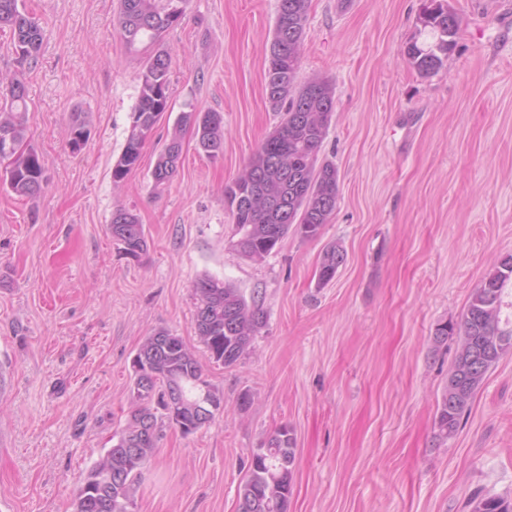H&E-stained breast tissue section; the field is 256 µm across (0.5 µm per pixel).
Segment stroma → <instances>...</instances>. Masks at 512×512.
Listing matches in <instances>:
<instances>
[{
	"label": "stroma",
	"instance_id": "35a3bbf8",
	"mask_svg": "<svg viewBox=\"0 0 512 512\" xmlns=\"http://www.w3.org/2000/svg\"><path fill=\"white\" fill-rule=\"evenodd\" d=\"M463 19L436 73L405 51L430 41L435 5ZM44 39L20 64L0 30V74L23 71L43 193L0 185V512H72L87 469L130 414L131 360L166 329L195 352L224 410L190 435L164 425L132 512H237L252 453L293 431L290 512H469L477 493L512 499V354L491 370L458 432L437 403L470 295L512 254V0H310L299 82L332 86L318 153L339 176L319 237L288 235L263 260L232 244L224 187L279 124L264 92L277 0H189L165 37L171 108L122 187L141 61L113 29L119 0H19ZM220 113L210 157L182 132L178 169L151 170L184 112ZM91 130L80 152L73 120ZM136 213L147 251L109 232ZM344 263L319 283L320 258ZM231 284L266 313L249 351L214 363L195 327L194 282ZM248 406H241L242 394ZM345 254L343 249L336 244L330 245L323 253L319 265V282L326 284L330 282L338 267L344 262Z\"/></svg>",
	"mask_w": 512,
	"mask_h": 512
}]
</instances>
